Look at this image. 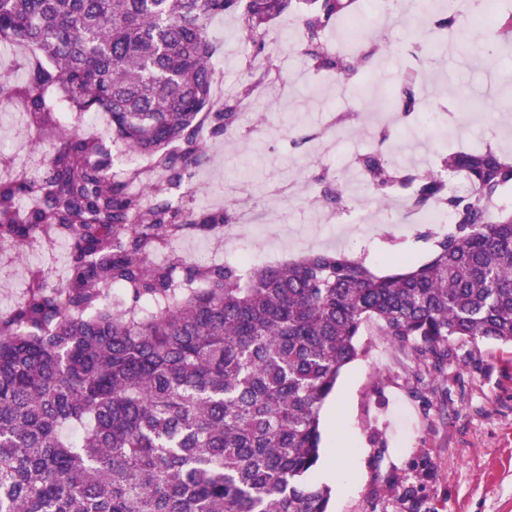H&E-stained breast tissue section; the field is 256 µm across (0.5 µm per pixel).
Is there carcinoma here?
<instances>
[{
    "instance_id": "1",
    "label": "carcinoma",
    "mask_w": 512,
    "mask_h": 512,
    "mask_svg": "<svg viewBox=\"0 0 512 512\" xmlns=\"http://www.w3.org/2000/svg\"><path fill=\"white\" fill-rule=\"evenodd\" d=\"M354 2L0 0V43L23 47L27 68L0 83V104L21 102L31 139L55 143L40 171L0 178V250L68 245L62 278L31 270L26 297L0 311V512H328L331 488L310 481L320 410L364 325L441 358L456 339L512 343V211L490 205L512 156L487 145L442 159L471 196L378 148L355 159L369 194L401 187L413 210H452L432 259L403 273L377 276L342 251L246 269L174 248L232 223L169 199L208 161L202 119L228 132L253 92L213 98V18L239 15L258 44L297 13L306 66L349 88L391 50L387 36L330 49ZM495 27L512 37V11ZM418 84L402 73L393 104L423 111ZM63 108L109 113L108 137L63 128ZM113 147L149 157L159 178L111 173Z\"/></svg>"
}]
</instances>
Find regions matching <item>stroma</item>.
Masks as SVG:
<instances>
[{"mask_svg":"<svg viewBox=\"0 0 512 512\" xmlns=\"http://www.w3.org/2000/svg\"><path fill=\"white\" fill-rule=\"evenodd\" d=\"M440 6L387 17L386 28L402 48L361 70L364 94L345 93L314 75L299 54L298 21L284 14L268 27L264 47L238 37L239 19L216 17L212 60L223 94L261 78L270 68L265 97L246 101L244 120L209 138L212 163L179 194L185 206L219 203L228 212L278 210L279 221L246 241L206 236L217 260L239 264V251L296 259L312 251L339 250L365 258L379 276L429 261L432 241L424 224L382 222L403 208L401 193L380 199L364 194L356 156L368 151L375 132L389 131L388 152L411 156L422 149V167L436 168L448 149L491 140L512 155V43H500L493 18L466 23L470 45L431 60L422 39L423 18L438 19ZM420 78L419 92L445 119L427 131L391 125L377 99L391 93L405 70ZM355 113L332 150L318 137L326 113ZM344 175L347 203L329 211L319 198ZM360 354L345 366L332 395L337 418L322 416L323 448H347L344 478L333 483L331 512H512V344H451L447 359L425 352L420 341L395 343L375 326L358 338Z\"/></svg>","mask_w":512,"mask_h":512,"instance_id":"stroma-1","label":"stroma"}]
</instances>
